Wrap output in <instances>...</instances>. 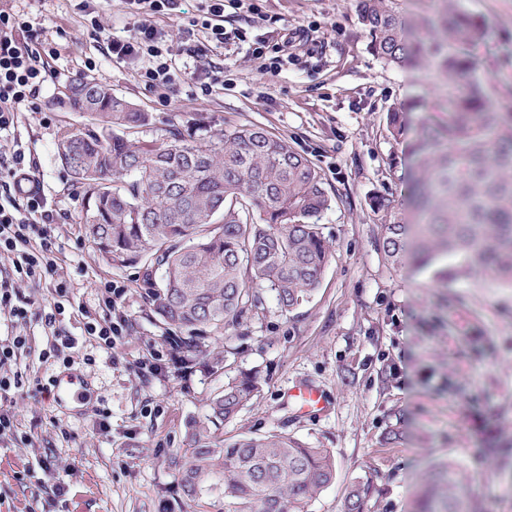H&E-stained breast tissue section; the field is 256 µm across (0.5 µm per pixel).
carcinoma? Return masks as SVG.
Wrapping results in <instances>:
<instances>
[{
    "label": "carcinoma",
    "mask_w": 512,
    "mask_h": 512,
    "mask_svg": "<svg viewBox=\"0 0 512 512\" xmlns=\"http://www.w3.org/2000/svg\"><path fill=\"white\" fill-rule=\"evenodd\" d=\"M455 2L434 0L432 11L409 22L395 0H359L377 57L426 65L448 85L447 94L420 104L447 120L422 121L409 148L412 214H390L382 249L398 267L460 256L462 271L512 286V113L496 111L485 81L472 77L475 51L493 55L488 24ZM63 102L89 121L57 145L80 192L84 236L111 267L154 257L144 271L148 301L182 364L200 360L223 375L220 335L263 309V292L283 315L311 299L331 257L319 224L331 199L320 172L287 140L257 126L199 140L193 129L176 128L141 145L131 135L151 115L111 89L75 81ZM387 125L392 137H404L405 113H388ZM156 266L164 269L158 281ZM260 385L258 373H240L208 398L204 419L188 422L187 447L170 466L195 512H308L335 480L326 448L281 434L224 438V424ZM372 493L369 483H354L347 512H363Z\"/></svg>",
    "instance_id": "cac0c4a2"
}]
</instances>
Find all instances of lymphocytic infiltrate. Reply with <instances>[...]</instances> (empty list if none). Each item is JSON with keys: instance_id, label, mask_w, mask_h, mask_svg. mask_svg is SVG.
<instances>
[{"instance_id": "obj_1", "label": "lymphocytic infiltrate", "mask_w": 512, "mask_h": 512, "mask_svg": "<svg viewBox=\"0 0 512 512\" xmlns=\"http://www.w3.org/2000/svg\"><path fill=\"white\" fill-rule=\"evenodd\" d=\"M126 14L136 23L127 38L107 42L109 54L118 59L146 61L143 73L146 87L160 98H167L184 72L169 56L167 35L153 20L161 16L172 21L181 19L182 0H122ZM202 13L194 24L205 30L215 45H227L241 39L238 31H227L222 21L225 7L244 8L245 0H201ZM47 51L25 15L0 9V135L15 125L20 105L33 104L44 84L52 77L45 59ZM34 167L21 149H14L9 160L0 162V257L9 266L0 270V326L6 335L0 339V442L24 444L28 436L20 429L15 411L5 408L10 393L26 384L41 386V378H29L19 366L21 358L31 352L27 326L39 317L49 335L40 357L63 365L74 362L76 342L63 334L61 319L73 300L72 284L57 274L53 226L57 215L39 191L19 194V185L35 181ZM53 279L52 300L42 314H34V303L22 295L18 285ZM124 288L105 281L99 285L100 312L79 308L85 335L94 338L104 349H112L126 327L123 318L110 314Z\"/></svg>"}]
</instances>
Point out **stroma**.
<instances>
[{"instance_id":"obj_1","label":"stroma","mask_w":512,"mask_h":512,"mask_svg":"<svg viewBox=\"0 0 512 512\" xmlns=\"http://www.w3.org/2000/svg\"><path fill=\"white\" fill-rule=\"evenodd\" d=\"M260 15L224 10L226 30L246 41L208 45V60L231 78V89L202 94L206 72L192 64L168 98L148 91L143 64L107 52L93 35V15L121 38L133 25L120 0H0V8L26 15L46 46L56 51L53 78L40 98L47 112L22 108L13 139L35 164L49 207L58 214L54 234L58 265L73 285L77 305L98 307L97 286L109 280L126 293L115 309L126 333L111 350L92 348L80 317L62 328L78 338L82 359L71 367L42 362L40 322H31L33 353L22 361L29 375L69 372L87 381L82 402L58 405L53 394L23 389L13 406L30 445L0 446V512H175L181 492L170 460L185 445L186 424L202 418L205 402L225 379L254 370L258 399L224 426L225 437L285 433L336 459V479L308 512H345L351 484L374 488L364 512H419L432 492L435 512L449 497L463 512H512V287L460 273L461 258L441 257L424 269L396 267L382 249L386 211L373 199L404 204L412 181L407 144L388 130V112L408 110L412 99L436 98L442 82L433 70L400 69L374 56L359 20L357 0H254ZM460 11L494 28L495 65L484 54L473 72L487 81L493 104L512 112V0H458ZM313 26L298 63L279 76L262 74L247 54L261 35L279 41L284 28ZM85 79L111 88L152 116L137 138L151 144L167 129L201 121L212 135L254 125L288 139L322 172L331 207L320 221L332 257L309 300L281 314L274 300L224 333L228 367L211 376L199 364L183 365L150 312L141 268H111L85 243L81 199L55 156L61 133L86 118L64 107L65 86ZM155 364L143 370L144 362ZM318 388L326 408L307 415L288 400L298 383ZM110 428H99V410ZM54 463L51 476L18 483L14 474ZM454 467L455 487L437 477Z\"/></svg>"}]
</instances>
